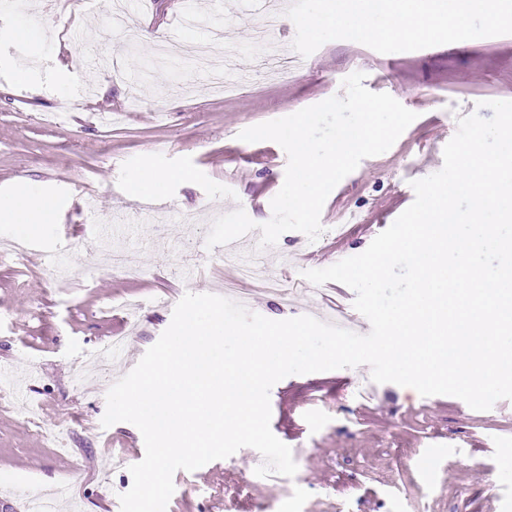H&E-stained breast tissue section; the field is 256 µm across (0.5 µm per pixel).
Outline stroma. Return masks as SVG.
<instances>
[{"label":"stroma","mask_w":512,"mask_h":512,"mask_svg":"<svg viewBox=\"0 0 512 512\" xmlns=\"http://www.w3.org/2000/svg\"><path fill=\"white\" fill-rule=\"evenodd\" d=\"M67 2L0 0V195L35 190L55 203L51 223L24 237L39 257L4 249L16 233L0 223V512H26L25 499L66 481L70 494L51 512H121L128 467L145 448L132 424L102 427L106 393L158 340L183 295L222 296L234 282L249 310L273 320L317 315L328 296L359 319L352 289L312 284L304 271L362 253L413 203L410 183L441 169L458 113L512 101V35L390 54L332 40L289 79L260 75L247 46L264 0H127L122 9L140 40L127 49L123 78L91 85L79 47L55 22ZM21 21L30 42L15 34ZM219 26L230 34L225 51L250 73L228 96L213 93L192 55L157 51L166 39L207 41ZM20 68L28 79L17 78ZM356 71L416 120L327 197L322 251L286 232L266 252L260 279L239 281L206 235L238 208L256 223L270 220L287 164L277 143L239 133L342 94V79ZM81 102L121 119L85 121ZM144 167L184 174L160 192L169 214L162 240L137 221L146 199L133 175ZM186 211L196 215L189 227L179 222ZM120 248L137 253L139 273L112 270L110 253ZM120 334L124 347L94 367ZM270 404L271 430L290 447L296 475L258 477L240 450L176 471L167 512H512V471L503 469L512 458V400L476 411L452 396L374 383L361 365L288 376L272 387ZM427 448L445 453L429 481L418 473Z\"/></svg>","instance_id":"35a3bbf8"}]
</instances>
